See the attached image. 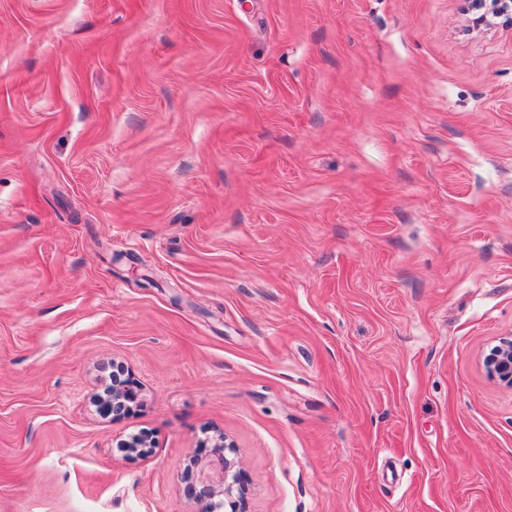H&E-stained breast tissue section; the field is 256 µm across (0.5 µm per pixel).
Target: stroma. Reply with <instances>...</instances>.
Returning a JSON list of instances; mask_svg holds the SVG:
<instances>
[{"label":"stroma","instance_id":"1","mask_svg":"<svg viewBox=\"0 0 512 512\" xmlns=\"http://www.w3.org/2000/svg\"><path fill=\"white\" fill-rule=\"evenodd\" d=\"M468 19L0 0V512H202L218 433L246 512H512V30ZM482 366L491 381L512 389V336L500 338L484 355Z\"/></svg>","mask_w":512,"mask_h":512}]
</instances>
